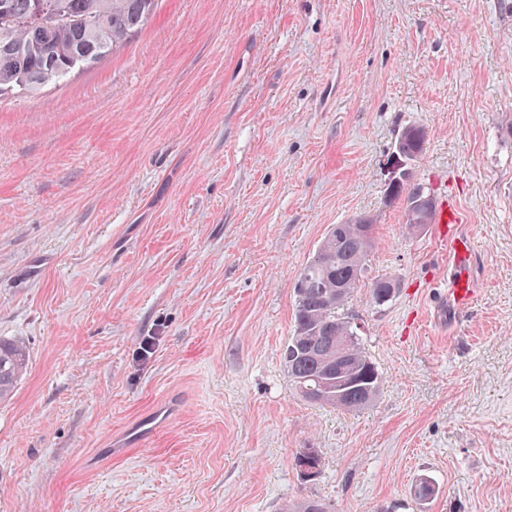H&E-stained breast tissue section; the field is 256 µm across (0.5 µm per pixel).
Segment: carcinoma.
<instances>
[{"mask_svg":"<svg viewBox=\"0 0 512 512\" xmlns=\"http://www.w3.org/2000/svg\"><path fill=\"white\" fill-rule=\"evenodd\" d=\"M158 0H0V98L34 96L50 84L103 60L151 20ZM427 132L406 127L395 144L403 159L417 161ZM404 202L425 196L424 187L406 177L391 187ZM376 248L375 236L363 235L356 224H335L300 272L302 291L294 309V333L283 352L288 377L305 400L336 407L320 382L336 383L346 369L365 381L352 390L346 411L369 406L378 396L382 374L365 351L350 317L340 313L366 271ZM342 289L339 300L330 298ZM398 290L397 279L385 276L370 286L371 302L383 306ZM26 347L0 338V399L8 396L26 370ZM414 497L425 502L436 495L428 478L419 479ZM284 512H326L317 499L292 501Z\"/></svg>","mask_w":512,"mask_h":512,"instance_id":"cac0c4a2","label":"carcinoma"}]
</instances>
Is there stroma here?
<instances>
[{
    "label": "stroma",
    "instance_id": "35a3bbf8",
    "mask_svg": "<svg viewBox=\"0 0 512 512\" xmlns=\"http://www.w3.org/2000/svg\"><path fill=\"white\" fill-rule=\"evenodd\" d=\"M509 114L512 0H159L114 56L1 100L0 337L29 362L0 512H512ZM408 124L413 182L472 245L460 310L451 244L388 196ZM359 217L378 245L345 311L382 383L348 412L302 400L282 352L301 269ZM172 394L149 443L83 467ZM427 141V132L424 128L416 125L406 127L395 144V151L403 159L415 162L423 154L425 143ZM397 290L396 278L385 276L375 279L370 286L371 302L376 306H383L395 297Z\"/></svg>",
    "mask_w": 512,
    "mask_h": 512
}]
</instances>
